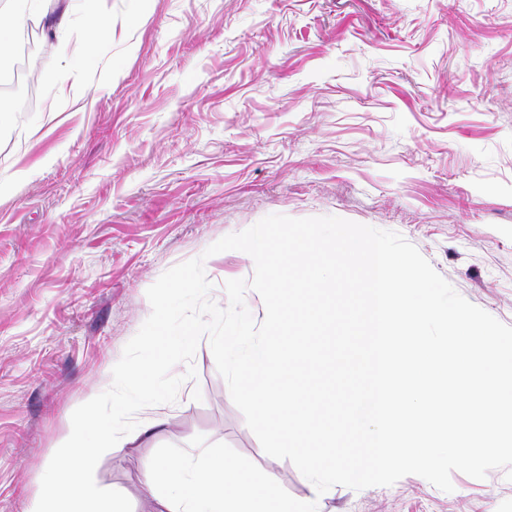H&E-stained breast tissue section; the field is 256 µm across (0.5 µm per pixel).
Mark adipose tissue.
I'll use <instances>...</instances> for the list:
<instances>
[{
  "mask_svg": "<svg viewBox=\"0 0 512 512\" xmlns=\"http://www.w3.org/2000/svg\"><path fill=\"white\" fill-rule=\"evenodd\" d=\"M143 491L157 512H309L290 504L273 477L252 479L208 448L160 462L146 475Z\"/></svg>",
  "mask_w": 512,
  "mask_h": 512,
  "instance_id": "obj_1",
  "label": "adipose tissue"
}]
</instances>
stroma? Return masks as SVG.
<instances>
[{
    "instance_id": "1",
    "label": "stroma",
    "mask_w": 512,
    "mask_h": 512,
    "mask_svg": "<svg viewBox=\"0 0 512 512\" xmlns=\"http://www.w3.org/2000/svg\"><path fill=\"white\" fill-rule=\"evenodd\" d=\"M60 38L26 28L37 107L0 127V512H25L71 415L151 313L148 288L205 257L210 298L251 279L208 246L263 217L394 231L512 326V0H60ZM112 29L95 55L80 46ZM58 74L49 83V74ZM163 429L107 451L94 479L152 512L144 475L186 449L274 473L318 512H512V481L417 475L317 494L268 456L208 341Z\"/></svg>"
}]
</instances>
